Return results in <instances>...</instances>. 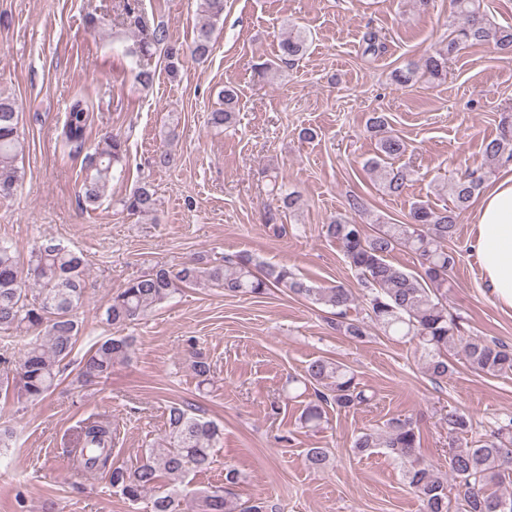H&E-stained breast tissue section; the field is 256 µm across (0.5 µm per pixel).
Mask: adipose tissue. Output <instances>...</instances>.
Returning a JSON list of instances; mask_svg holds the SVG:
<instances>
[{"label": "adipose tissue", "mask_w": 512, "mask_h": 512, "mask_svg": "<svg viewBox=\"0 0 512 512\" xmlns=\"http://www.w3.org/2000/svg\"><path fill=\"white\" fill-rule=\"evenodd\" d=\"M472 247L491 288L492 302L512 309V174L501 176L481 196Z\"/></svg>", "instance_id": "adipose-tissue-1"}]
</instances>
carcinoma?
Wrapping results in <instances>:
<instances>
[{
	"label": "carcinoma",
	"mask_w": 512,
	"mask_h": 512,
	"mask_svg": "<svg viewBox=\"0 0 512 512\" xmlns=\"http://www.w3.org/2000/svg\"><path fill=\"white\" fill-rule=\"evenodd\" d=\"M463 19L446 47L429 56L425 71L435 78L447 72L448 60L461 46L491 43L504 53L512 52V24H493L481 11L480 0H453ZM204 23L199 28L191 56L201 61L210 53L213 26L224 15V0H199ZM130 23L139 28L141 38L128 53L145 57L152 48L165 46L163 58L171 75L183 62V48L168 41L165 29L147 27L132 4H123ZM307 36L290 31L279 41V59L287 63L306 51ZM223 106L209 113L208 124L221 128L233 122L236 94L231 88L220 92ZM93 122L92 108L83 97L73 99L66 112L61 135L70 152L79 154L88 140ZM387 120L375 113L369 118L371 132L381 134L379 154L364 167L378 174L384 192L398 196L409 181V171L392 160L402 155L406 146L396 135H386ZM19 113L15 99L0 93V198L14 195L21 179L19 167ZM487 160L495 165L512 162V120L501 125L498 137L484 144ZM126 142L118 135L104 134L93 153L85 155L86 174L82 183V201L95 207L113 179L124 174ZM485 175L476 171L448 179V195L453 207L436 209L427 202L413 206L405 224H376L372 231L354 218L338 217L325 225V233L338 243L349 266L360 279L367 320L348 318L354 302L350 289L342 286H313L297 278L288 268L264 266L249 255L226 259L222 264L191 261L179 270L158 268L130 279L113 295L105 308V321L114 327L135 323L157 305L167 301L184 286L224 289L230 296L259 297L270 287L283 288L336 316V329L356 341L367 337L366 322L391 336L416 342L427 371L443 379L452 371L448 349L460 346L469 367L487 375L512 372V349L494 340L465 337L457 318L448 312L442 291L448 270L455 264L449 247L457 231L461 211L483 191ZM271 192L280 195L283 207L294 211L300 196L283 192L272 183ZM131 213L146 215L156 209L157 199L151 185H137L121 200ZM414 253L421 272L414 274L387 261L397 249ZM85 259L63 243L42 240L30 252L27 266H22L14 244L0 239V328L22 330L28 334L21 355L19 379L15 385L20 395L29 399L47 397L56 387L62 365L70 358L79 339L77 320L85 292ZM132 346L128 336H106L96 343L80 367L84 379L105 381L115 364L128 357ZM304 385L314 387L315 399L304 409L302 424L320 426L323 405L332 403L340 409L366 405L370 397L357 376L338 361L317 358L305 369ZM448 435L457 438L472 429L470 415L461 411L448 413ZM222 430L219 425L195 413L191 407L172 404L167 408L165 435L154 442L134 467L112 462V424L103 417L82 422L72 449L73 460L86 473H104L112 489L130 502L151 493V512H180V485L192 472H202L213 464V448ZM375 448H386L403 467L404 478L420 502L421 512H449L448 482H453L462 512H512V493L502 486L512 484V416L498 422L489 438L474 446L460 447L448 457V475L419 460L420 437L409 418H392L382 431L360 432L351 450L363 456ZM328 450L308 448L305 463L313 470L327 466ZM168 482L161 483V478ZM236 469H224V486L199 493L200 512H271L273 506L261 499L238 504L226 496V487L237 484Z\"/></svg>",
	"instance_id": "obj_1"
}]
</instances>
